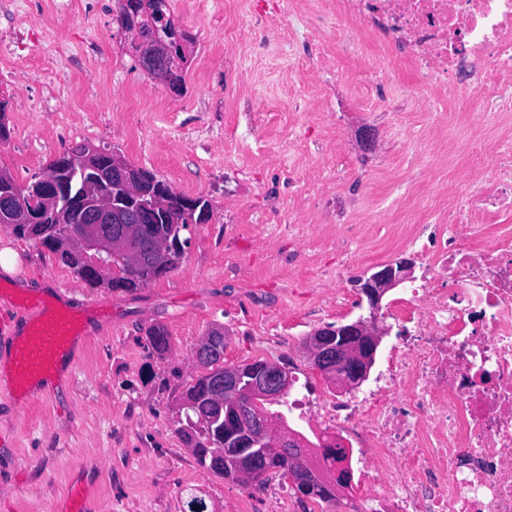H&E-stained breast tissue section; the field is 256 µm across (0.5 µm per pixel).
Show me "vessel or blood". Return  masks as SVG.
<instances>
[{
  "label": "vessel or blood",
  "mask_w": 512,
  "mask_h": 512,
  "mask_svg": "<svg viewBox=\"0 0 512 512\" xmlns=\"http://www.w3.org/2000/svg\"><path fill=\"white\" fill-rule=\"evenodd\" d=\"M14 326L13 336H0V345H7L12 364L13 388L28 392L32 388L50 387L65 360L74 354L81 334L77 314L65 300L55 305L25 301L8 317Z\"/></svg>",
  "instance_id": "b4317fda"
}]
</instances>
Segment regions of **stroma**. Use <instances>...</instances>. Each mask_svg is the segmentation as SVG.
Wrapping results in <instances>:
<instances>
[{
  "mask_svg": "<svg viewBox=\"0 0 512 512\" xmlns=\"http://www.w3.org/2000/svg\"><path fill=\"white\" fill-rule=\"evenodd\" d=\"M14 0L0 8V35L15 15L32 21L13 47L21 70L0 75L8 102L0 170L27 185L65 150L82 143L120 153L178 193L209 200V220L190 228L177 267L132 293L89 286L33 240L0 224V251L16 253L0 281L27 297L60 291L76 310L91 309L88 334L65 380L28 402L0 393V512H60L82 481L88 512H184L190 496L207 512H344L346 494L320 502L272 478L256 490L200 466L178 434L187 382L201 375L193 350L209 329H224V363L289 360L324 391L306 342L318 329L361 313L345 265L355 276L397 258H416L405 237L417 217L435 223L448 184L467 186L472 158L441 143L497 131L473 128L464 103L418 88L411 64L383 66L373 42L337 48L338 72L309 70L302 47L256 45L265 75L246 86L248 108L225 106L247 62L234 56L229 30L243 9L278 30L297 26L277 0H169L184 35V84L173 91L135 60L119 22L120 0ZM80 57L84 66H71ZM377 73L375 83L362 77ZM314 81L335 85L321 104H295L281 92ZM325 186L321 202L290 191L288 173ZM347 302L337 305V293ZM164 326L168 351L148 331Z\"/></svg>",
  "mask_w": 512,
  "mask_h": 512,
  "instance_id": "obj_1",
  "label": "stroma"
}]
</instances>
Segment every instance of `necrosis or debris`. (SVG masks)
<instances>
[{"mask_svg":"<svg viewBox=\"0 0 512 512\" xmlns=\"http://www.w3.org/2000/svg\"><path fill=\"white\" fill-rule=\"evenodd\" d=\"M300 41L312 68H334L323 27L377 38L388 64H412L425 88L467 95L494 146L464 143L490 166L477 191L451 189L436 224L411 238L420 281L395 317L396 342L372 387L328 393L304 380L291 417L349 449L359 496L349 512H512V0H314Z\"/></svg>","mask_w":512,"mask_h":512,"instance_id":"1","label":"necrosis or debris"}]
</instances>
